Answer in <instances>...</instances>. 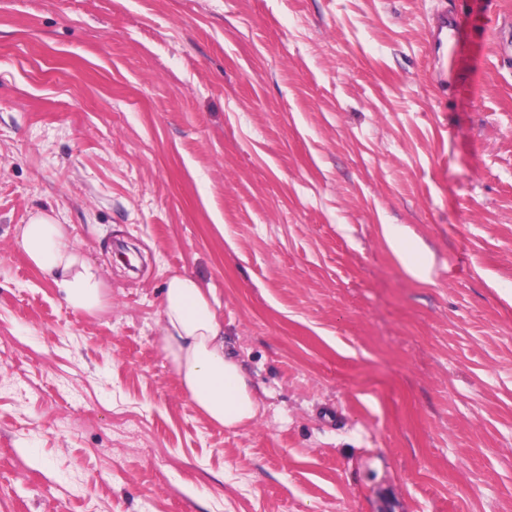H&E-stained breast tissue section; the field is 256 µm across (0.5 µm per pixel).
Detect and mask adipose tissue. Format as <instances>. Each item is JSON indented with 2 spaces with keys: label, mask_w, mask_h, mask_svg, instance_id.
<instances>
[{
  "label": "adipose tissue",
  "mask_w": 512,
  "mask_h": 512,
  "mask_svg": "<svg viewBox=\"0 0 512 512\" xmlns=\"http://www.w3.org/2000/svg\"><path fill=\"white\" fill-rule=\"evenodd\" d=\"M18 243L28 259L60 291L67 305L88 314L105 298V277L71 239V227L49 212L33 213L19 225ZM219 301L193 276L170 275L164 291L159 336L188 400L211 422L226 428L248 425L260 403L243 363L224 344Z\"/></svg>",
  "instance_id": "1"
}]
</instances>
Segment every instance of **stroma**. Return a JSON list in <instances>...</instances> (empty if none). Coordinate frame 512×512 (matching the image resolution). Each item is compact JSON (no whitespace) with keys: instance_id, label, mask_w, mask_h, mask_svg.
I'll return each mask as SVG.
<instances>
[{"instance_id":"obj_1","label":"stroma","mask_w":512,"mask_h":512,"mask_svg":"<svg viewBox=\"0 0 512 512\" xmlns=\"http://www.w3.org/2000/svg\"><path fill=\"white\" fill-rule=\"evenodd\" d=\"M506 30L512 0H0V512H512ZM51 209L94 314L16 242ZM174 272L247 427L160 350ZM218 307L213 289L188 274L170 275L159 320L161 350L188 400L211 423L240 428L261 406L243 363L225 350Z\"/></svg>"}]
</instances>
